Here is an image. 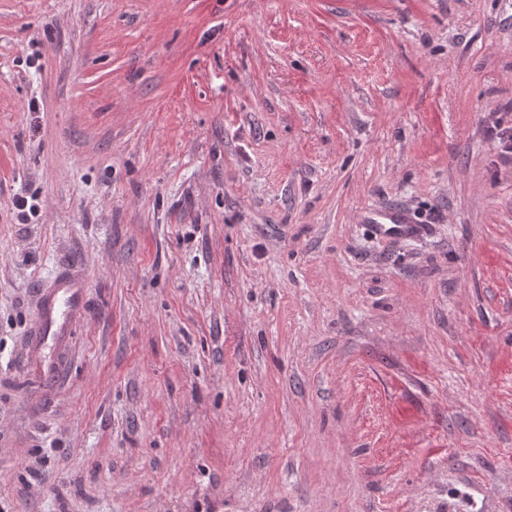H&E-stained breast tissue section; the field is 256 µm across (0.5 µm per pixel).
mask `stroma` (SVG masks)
<instances>
[{"label": "stroma", "mask_w": 512, "mask_h": 512, "mask_svg": "<svg viewBox=\"0 0 512 512\" xmlns=\"http://www.w3.org/2000/svg\"><path fill=\"white\" fill-rule=\"evenodd\" d=\"M493 117L512 0H0V512H512ZM363 224H373L380 236L403 237L415 234L418 224H411L402 207L369 208L361 216ZM86 284L70 272H61L40 294V314L32 331L26 374L43 383L54 382L58 366L46 351L67 345L84 313Z\"/></svg>", "instance_id": "stroma-1"}]
</instances>
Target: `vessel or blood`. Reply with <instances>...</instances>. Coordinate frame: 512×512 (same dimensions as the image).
Listing matches in <instances>:
<instances>
[{"label":"vessel or blood","mask_w":512,"mask_h":512,"mask_svg":"<svg viewBox=\"0 0 512 512\" xmlns=\"http://www.w3.org/2000/svg\"><path fill=\"white\" fill-rule=\"evenodd\" d=\"M362 223L373 225L382 236L403 237L415 234L404 208H370L361 216ZM87 291L82 279L70 272L59 273L49 288L40 294V314L32 331L26 374L43 382H54L58 366L48 351L71 342L83 313Z\"/></svg>","instance_id":"vessel-or-blood-1"}]
</instances>
